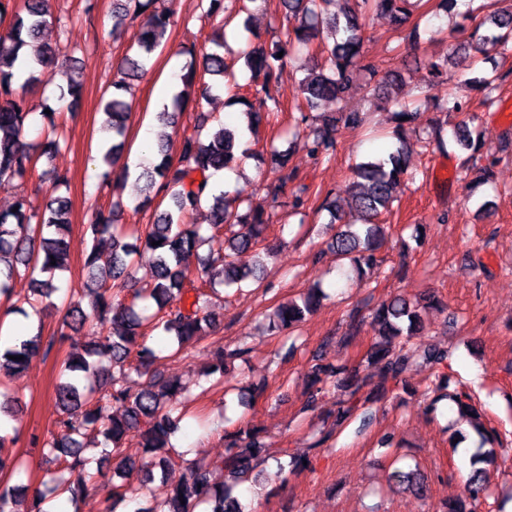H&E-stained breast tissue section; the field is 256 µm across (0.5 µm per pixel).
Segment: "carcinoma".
Instances as JSON below:
<instances>
[{"instance_id":"1","label":"carcinoma","mask_w":512,"mask_h":512,"mask_svg":"<svg viewBox=\"0 0 512 512\" xmlns=\"http://www.w3.org/2000/svg\"><path fill=\"white\" fill-rule=\"evenodd\" d=\"M351 4L341 13L336 12V0H281L283 20L295 19L299 24L285 28V40L269 45H256L242 51L240 58L255 79H262L268 111L276 114L280 108L277 75L284 65L287 48L297 47L313 55L324 57V64L311 70L298 82L295 89L302 103L300 121L308 120L307 113L319 101L341 102L343 93L353 79L364 74L374 78L376 64L362 53V16L373 10L387 16L397 27L404 26L410 15V0H343ZM155 0H113L112 32L125 25L130 16L142 17L139 29L130 46L131 53L123 58V76L112 81L111 92L102 101L105 119L102 132L112 139V145L102 154L106 169L100 174V183L108 187L125 179L129 169L125 164L127 123L132 115L131 80L146 70L153 54L160 47L171 25L172 12L159 11ZM57 22L50 0H23L22 9L12 16L5 33L0 34V188L15 180H25L31 172L35 145L26 141L24 132L31 127L35 108L29 95L39 82V69L48 65L62 77L58 86V101L68 103L74 110L83 97V84L72 74L71 58L58 46L40 41L44 29ZM471 38L483 53L495 52L502 57L512 55V3L490 15V26L477 24ZM215 46L202 56V68H197L195 45L183 46L182 55L190 57L177 80L182 89L176 92L171 104L156 113L164 126L174 127L182 117L185 103L194 94L198 73L217 79V86L232 94V99L245 107L249 127L262 121L247 96L236 83L224 82L230 75V66L224 58V42L213 38ZM283 57H277L278 53ZM30 57L27 77L21 84L15 82V69L20 56ZM394 120L391 138L394 149L385 155L368 158L352 169L353 181L348 190L359 214L360 224L340 226L332 243L336 257L348 260L358 277L371 272L378 263L377 252L386 241L385 225L381 216L390 212L397 194L408 174L411 145L407 144L406 127L416 123L418 109L401 101L389 99ZM41 128L37 132L58 134L62 121L59 111L39 112ZM208 117H197V130L182 138L178 159H173L167 143L157 145L160 158L142 168L138 177L144 180L145 202L151 194L161 192L169 196L171 205L156 215L153 223L134 226L129 234L117 219L119 205L92 214L88 230L92 238L107 241L111 255L101 265L100 253L92 248L86 255V281L80 292L90 297L91 312L73 302V296L64 295L61 303L54 301L60 286L59 273L68 268L71 229L70 198L59 194L68 186L66 173H50L54 195L38 210L25 197L15 201L18 210L0 212V296L11 294L13 281L25 272L31 275L33 302L30 307L37 320L36 333L16 339L12 346L0 349V373L17 376L25 372L32 360L48 353L44 346L42 315L50 308L64 310L63 325L84 327L93 322L99 329L117 327L104 342L90 341L75 347L64 358L55 388V402L61 411L55 429L42 444L41 455L46 465L48 480L33 490L27 509L19 508L20 486L11 484L23 465L15 459L13 447L17 441L22 420L21 399L0 385V512H55V501L64 497L71 504L81 499L92 485L91 460L84 456L86 443L102 447L99 461H114V475L123 481L124 490L114 486L110 499L125 500L136 494L130 479L133 473L154 479L153 469L166 470L169 451L173 448L171 436L178 430L181 417L176 415V401L183 391L177 378H166L151 370L161 350L148 344L147 331L156 333L158 343L174 337L182 344L191 339H203L215 331L216 317L210 308L208 289L218 285L238 289L256 283L263 272V257L272 250L258 251V245L269 220L261 209L243 207L245 199L238 193L224 191L213 194L208 189L213 173L237 166L248 156V150H239L238 128L218 124L217 128L202 134ZM320 131L312 139L292 133L288 148L274 147L272 169L278 173L279 186H284L294 173L288 171V156L300 147L316 161L331 160L336 152L333 133L338 127L355 128L362 123L360 113L340 106L334 112L318 116ZM455 142L468 155L461 168H474L475 154L481 147L482 132L470 121H462L454 128ZM209 204L208 221L212 234L193 222L194 212L202 204ZM158 245H152V242ZM208 246L207 255L198 263L201 285L194 288L191 309L181 306L185 284L190 281L189 268L184 261ZM142 251L154 255L152 281L139 286L133 280L134 256ZM56 264H51V260ZM435 301L429 294L418 299L397 295L373 310L372 320L379 324L383 341L366 353V360L375 365L377 373L359 376L354 372L340 377V370L315 364L309 373L308 400L311 405L334 382L347 393L338 402L336 425L351 419L367 402L359 396L367 386L410 390L405 372L410 364L422 358L432 365H440L448 358V351L429 347L417 351L402 340L423 327L422 313ZM316 298L309 296L298 305L290 303L274 312L275 327L290 329L311 312ZM226 357L218 351L213 364L203 373L205 382L215 386L223 383ZM93 375L98 384L87 386L82 378ZM461 416L471 417V425L479 437L487 434L471 397L454 394ZM136 439L137 447L148 457L150 468L136 467L133 455L127 453L126 441ZM226 445L228 476L233 482L247 480L258 465L266 460L267 449L256 431L241 426L228 435ZM493 456V449L477 448L472 458V470L463 492L448 502L446 512H478L480 503L487 499L478 464ZM390 479L402 489L415 495L424 493V477L416 470L399 469ZM160 504L152 508H138L135 512H196L201 495H207L206 512H245L232 493V488L217 477L208 463L193 459L183 480L168 485L161 478Z\"/></svg>"}]
</instances>
